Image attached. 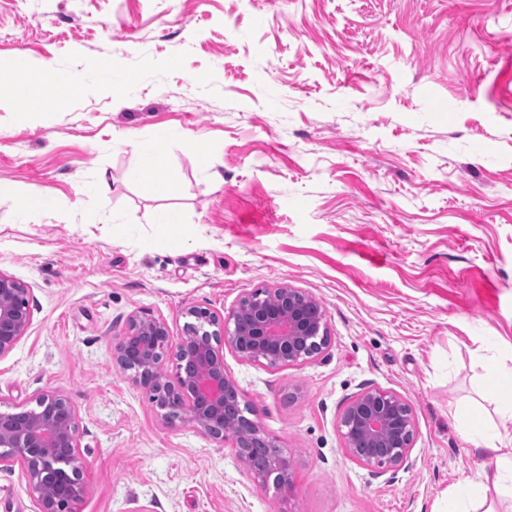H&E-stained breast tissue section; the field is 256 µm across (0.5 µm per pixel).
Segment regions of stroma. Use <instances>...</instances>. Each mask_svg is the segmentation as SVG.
<instances>
[{"mask_svg": "<svg viewBox=\"0 0 512 512\" xmlns=\"http://www.w3.org/2000/svg\"><path fill=\"white\" fill-rule=\"evenodd\" d=\"M57 73L79 82L58 103ZM158 129L169 184L141 150ZM31 188L46 200L19 212ZM0 272L31 313L0 413L47 391L74 408V512H448L494 469L455 420L498 422L512 377V0H0ZM281 284L320 302L328 348L273 368L228 349L224 369L287 493L112 358L134 312L176 345L187 308ZM374 388L414 413L393 476L339 427ZM0 512H38L21 467Z\"/></svg>", "mask_w": 512, "mask_h": 512, "instance_id": "1", "label": "stroma"}]
</instances>
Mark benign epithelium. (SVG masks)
I'll list each match as a JSON object with an SVG mask.
<instances>
[{"instance_id": "obj_1", "label": "benign epithelium", "mask_w": 512, "mask_h": 512, "mask_svg": "<svg viewBox=\"0 0 512 512\" xmlns=\"http://www.w3.org/2000/svg\"><path fill=\"white\" fill-rule=\"evenodd\" d=\"M298 288H259L242 296L225 316L190 307L197 320L186 326L187 339L172 346L166 323L145 311L133 313L113 347L116 363L130 367L135 380L150 381V391L165 419L176 420L220 442L233 440L239 461L256 485L291 489L292 472L282 458L263 469L250 465L252 448L275 442L253 419L238 411L236 384L224 371V348L269 367L301 364L329 344L325 314ZM30 323L28 288L0 272V358L8 354ZM173 359L175 373L163 372ZM235 425L228 427L227 421ZM347 451L361 463L392 475L409 463L415 436L411 406L398 395L369 389L356 395L340 415ZM26 468L39 512H72L84 493V463L79 454L75 412L61 396L47 392L36 407L0 414V463Z\"/></svg>"}]
</instances>
